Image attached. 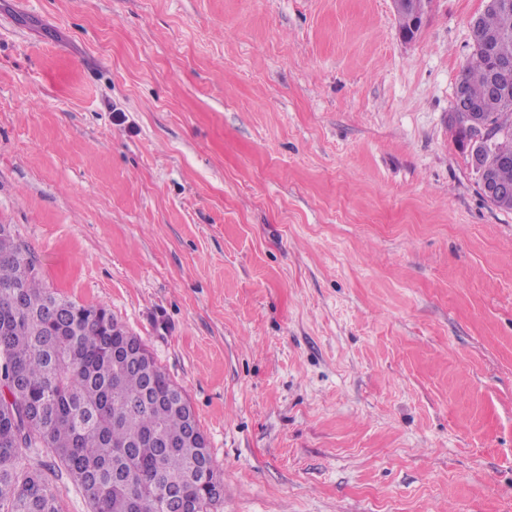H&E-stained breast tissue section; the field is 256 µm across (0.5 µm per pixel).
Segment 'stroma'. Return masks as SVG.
<instances>
[{
    "label": "stroma",
    "mask_w": 512,
    "mask_h": 512,
    "mask_svg": "<svg viewBox=\"0 0 512 512\" xmlns=\"http://www.w3.org/2000/svg\"><path fill=\"white\" fill-rule=\"evenodd\" d=\"M485 0H0V224L182 387L212 512H512V210L449 117ZM432 1L433 0H392L394 9H396L398 14L401 12H407L409 16L408 29L411 30L413 35L409 32L401 31L406 28V25L404 19L398 15L399 30L401 31L400 37L403 40L411 41L414 39L427 17Z\"/></svg>",
    "instance_id": "35a3bbf8"
}]
</instances>
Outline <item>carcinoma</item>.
I'll return each instance as SVG.
<instances>
[{"instance_id":"obj_1","label":"carcinoma","mask_w":512,"mask_h":512,"mask_svg":"<svg viewBox=\"0 0 512 512\" xmlns=\"http://www.w3.org/2000/svg\"><path fill=\"white\" fill-rule=\"evenodd\" d=\"M473 53L459 84L489 98L497 62L512 63V0H495L472 24ZM481 119L495 130L486 161L512 186V91ZM130 332L103 307L62 299L42 284L9 224H0V512H59L55 488L23 454L64 469L91 512H165L179 494L211 512L221 485L211 452L187 434L182 388L159 365L144 372L114 358Z\"/></svg>"}]
</instances>
